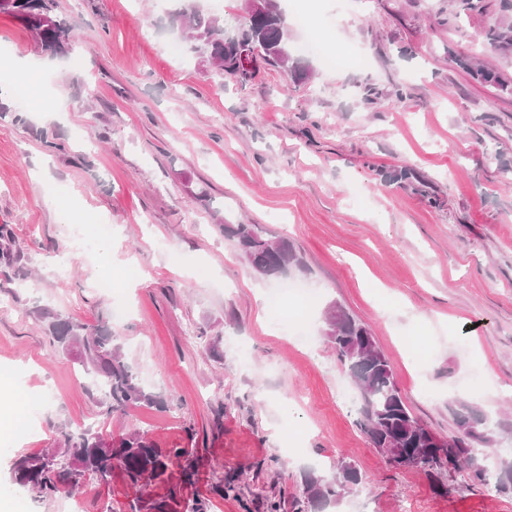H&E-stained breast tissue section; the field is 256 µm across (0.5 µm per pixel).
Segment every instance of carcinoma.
<instances>
[{
  "label": "carcinoma",
  "mask_w": 512,
  "mask_h": 512,
  "mask_svg": "<svg viewBox=\"0 0 512 512\" xmlns=\"http://www.w3.org/2000/svg\"><path fill=\"white\" fill-rule=\"evenodd\" d=\"M182 2L176 21L188 30L189 50L193 53L197 49H207L209 55L217 60L216 66L212 67L217 75L229 74L243 86L254 77L252 73L239 70L237 56L224 45V33L233 27L243 41L260 49L268 64L287 68L297 81L307 79V73L294 64L289 54L288 18L277 4H271L264 15L232 23L202 12L197 0ZM499 11L500 17L486 28L484 41L501 53L512 52V0H499ZM0 13L21 22L34 34L45 52L51 55L69 52L75 38L74 27L56 14L54 0H0ZM471 74L502 94H512V80L495 69L476 67L471 69ZM222 228L225 235L236 241L252 271H260L262 277L276 278L287 270L303 267L302 257L286 238L268 237L256 224H224ZM20 260V253L13 249L11 226L0 224V264L11 267ZM37 318L45 324L55 350L75 357L94 375L103 400L110 409L159 404V397L142 383L134 368L126 362L111 330L101 326L90 332L85 324L59 317L45 309L37 311ZM325 325L326 336L338 360L347 368L361 394L362 406L357 424L373 447L387 444L396 453H418L421 469L432 475L466 471L473 484L480 485L486 481V469L470 466L468 458L473 453L487 457L494 443L483 413L462 406L456 413L458 435L453 437L461 446L436 447L433 431L421 424L407 407L391 363L377 344L370 326L338 305L327 310ZM63 444L70 461L68 469L55 467L56 450L53 448L38 454H21L12 464L13 483L43 498L64 489L74 492L87 475L106 483L116 470L133 487L148 481H170L171 467L176 463L180 464L182 484L191 483L194 476L193 465L188 462L189 449L162 450L140 432L114 437L87 430L77 435H64ZM362 483L360 471L347 464L331 478H309L305 494L309 502L319 507L318 512H326ZM497 483L500 492L512 494V457L500 458ZM179 491L180 488L173 485L165 496L139 498L132 512H208L206 503L199 499L187 502L179 496Z\"/></svg>",
  "instance_id": "carcinoma-1"
}]
</instances>
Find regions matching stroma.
<instances>
[{"label": "stroma", "instance_id": "obj_1", "mask_svg": "<svg viewBox=\"0 0 512 512\" xmlns=\"http://www.w3.org/2000/svg\"><path fill=\"white\" fill-rule=\"evenodd\" d=\"M75 28L50 56L0 14V224L18 268L0 266V398L23 435L0 429V502L67 512L13 484L16 456L63 434L141 431L187 448L183 497L210 512H310L308 474L350 463L365 479L332 512H512L495 475L472 485L393 468L336 401L351 379L325 336L340 305L369 325L414 415L454 435L465 400L512 448V95L449 55L512 80V54L482 45L499 0L446 22L448 0H276L303 11L290 55L310 69L259 65L239 86L188 51L181 0H57ZM316 34L343 57L325 69L300 49ZM22 111L23 123L12 112ZM227 224L284 237L312 288L311 338L274 327ZM108 326L161 405L108 412L83 366L54 350L34 312ZM277 468H269L271 458ZM236 479L241 497L222 495ZM166 486L88 479L83 512H131Z\"/></svg>", "mask_w": 512, "mask_h": 512}]
</instances>
